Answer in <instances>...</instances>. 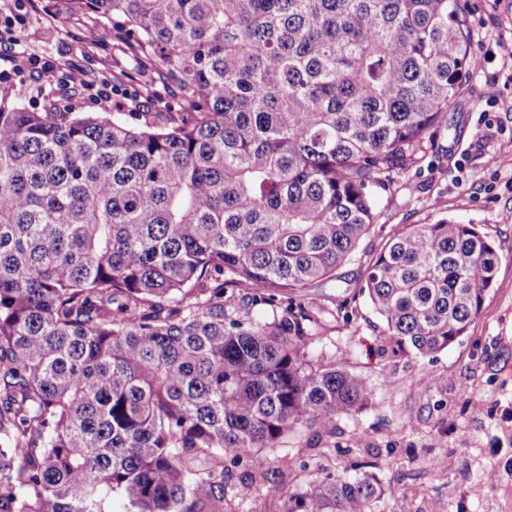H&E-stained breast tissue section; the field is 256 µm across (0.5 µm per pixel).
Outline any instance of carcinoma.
Returning a JSON list of instances; mask_svg holds the SVG:
<instances>
[{
    "label": "carcinoma",
    "instance_id": "cac0c4a2",
    "mask_svg": "<svg viewBox=\"0 0 512 512\" xmlns=\"http://www.w3.org/2000/svg\"><path fill=\"white\" fill-rule=\"evenodd\" d=\"M112 18L181 116L0 111V512H224V457L330 433L367 381L309 359L374 189L424 157L470 72L461 0H59ZM500 248L405 224L362 290L401 350L457 342ZM265 302L230 318L224 286ZM372 472L283 512H371ZM249 294L250 290L247 288H233L231 286L224 288L225 312L235 318L238 317L240 311L244 318L253 316L256 319H264L272 317L276 309L281 311V308H284L287 304V299L279 296L275 302L259 303L249 309H241L244 304L251 302L248 298L250 297Z\"/></svg>",
    "mask_w": 512,
    "mask_h": 512
}]
</instances>
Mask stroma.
I'll use <instances>...</instances> for the list:
<instances>
[{"label":"stroma","mask_w":512,"mask_h":512,"mask_svg":"<svg viewBox=\"0 0 512 512\" xmlns=\"http://www.w3.org/2000/svg\"><path fill=\"white\" fill-rule=\"evenodd\" d=\"M471 52L482 61L417 166L397 171L375 195V225L341 284L310 289L333 310L308 346L313 360L364 378L372 396L336 419V429H300L277 448L244 460L225 459L226 512H279L286 489H303L326 474L371 467L385 493L371 512H512V153L497 154L512 137V0H464ZM90 14L61 12L58 0H0V43L19 42L29 56L107 71L130 98L107 114L135 122L155 113L165 122L181 106L177 88L128 54L123 35L100 34ZM71 99L64 86L38 91L28 71L0 81V109L43 110ZM72 109L84 111L81 100ZM440 219L474 224L500 245L501 263L482 309L459 342L430 357L399 350L368 298L359 291L368 260L404 224ZM295 461L288 485L251 484L260 466L277 472Z\"/></svg>","instance_id":"stroma-1"}]
</instances>
